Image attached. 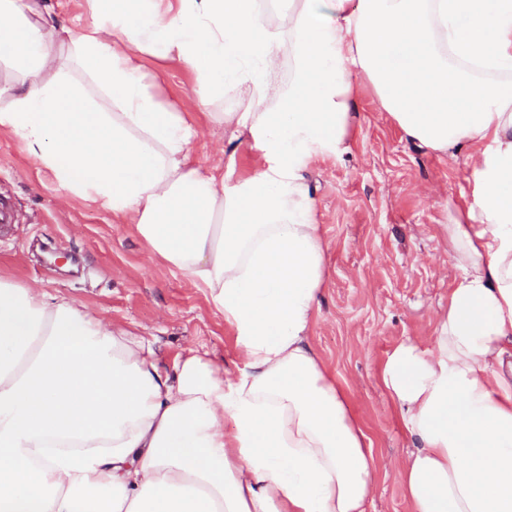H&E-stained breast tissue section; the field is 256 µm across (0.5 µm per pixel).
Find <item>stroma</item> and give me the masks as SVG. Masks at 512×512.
<instances>
[{"mask_svg":"<svg viewBox=\"0 0 512 512\" xmlns=\"http://www.w3.org/2000/svg\"><path fill=\"white\" fill-rule=\"evenodd\" d=\"M155 92L199 132L194 163L232 166L251 178L258 152L231 139L194 93L195 74L171 59L144 55ZM350 150L314 159L304 173L317 202L327 253L320 310L310 341L345 388L371 440L376 489L369 512H411L399 469L412 451L380 373L389 354L415 339L429 343L459 273L447 226L458 217L472 178L467 152L434 153L408 140L384 112L371 83L358 78ZM0 279L88 307L106 322L156 340L163 366L205 347L232 365L233 328L205 288L153 255L134 224L60 187L13 135L0 133ZM68 255L50 262L48 252Z\"/></svg>","mask_w":512,"mask_h":512,"instance_id":"obj_1","label":"stroma"}]
</instances>
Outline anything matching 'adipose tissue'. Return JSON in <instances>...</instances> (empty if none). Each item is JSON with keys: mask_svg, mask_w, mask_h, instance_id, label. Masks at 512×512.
<instances>
[{"mask_svg": "<svg viewBox=\"0 0 512 512\" xmlns=\"http://www.w3.org/2000/svg\"><path fill=\"white\" fill-rule=\"evenodd\" d=\"M88 3L100 22L74 35L44 0H0V132L207 288L242 360L191 348L163 370L154 340L0 279V512H366L371 443L309 341L326 260L304 177L349 150L357 74L410 140L476 150L434 341L382 369L414 444L405 495L512 512V0ZM147 52L195 74L214 122L259 150L253 177L193 162Z\"/></svg>", "mask_w": 512, "mask_h": 512, "instance_id": "obj_1", "label": "adipose tissue"}]
</instances>
